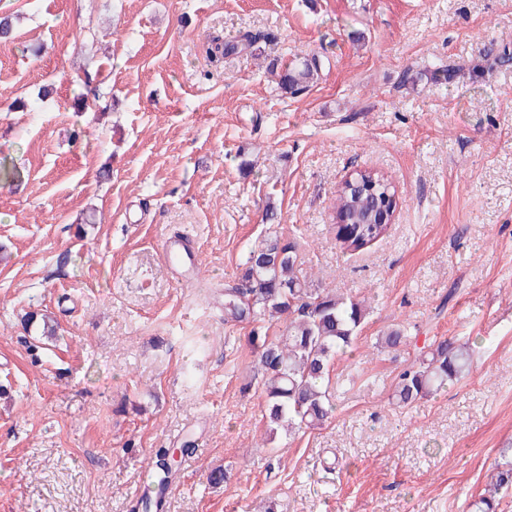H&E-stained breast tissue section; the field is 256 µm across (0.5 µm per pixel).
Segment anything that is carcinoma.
I'll return each mask as SVG.
<instances>
[{
  "instance_id": "1",
  "label": "carcinoma",
  "mask_w": 512,
  "mask_h": 512,
  "mask_svg": "<svg viewBox=\"0 0 512 512\" xmlns=\"http://www.w3.org/2000/svg\"><path fill=\"white\" fill-rule=\"evenodd\" d=\"M260 40L243 34L232 41L211 39L210 53L225 57L252 50ZM323 62L316 54L301 57L293 67L276 73L284 95L297 97L320 77ZM387 177L359 170L337 190L334 200L336 240L347 252H357L382 238L388 225L379 223L395 207ZM297 243L275 235L246 253L240 283L224 289V315L239 323L288 318L278 336L251 330L255 354L253 376L242 391L261 386L264 398L265 441L273 443L280 430L300 431L323 426L333 418L335 404L328 391L329 365L357 338L367 315L364 300L313 287L297 268ZM471 363V353L451 338L420 349L398 375L393 400L408 407L458 380ZM154 481L141 496L144 512L158 510L177 471L168 466L167 452L152 457ZM512 492V461L496 468L488 494L474 503L475 512H499L498 495Z\"/></svg>"
}]
</instances>
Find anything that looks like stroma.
<instances>
[{
  "label": "stroma",
  "instance_id": "stroma-1",
  "mask_svg": "<svg viewBox=\"0 0 512 512\" xmlns=\"http://www.w3.org/2000/svg\"><path fill=\"white\" fill-rule=\"evenodd\" d=\"M0 512H131L146 460L191 441L163 512H472L512 448V0H0ZM263 58L212 61L211 36ZM320 80L283 95L266 71L307 53ZM448 81L426 75L448 62ZM100 99L72 107L75 80ZM421 74L409 90L405 71ZM397 205L362 251L332 202L358 170ZM278 223L265 220L266 205ZM191 232L199 279L161 265ZM294 238L316 287L366 299L332 365L322 428L260 447L242 392L250 325L225 322L251 245ZM48 314L54 337L23 321ZM413 345L381 348L389 330ZM468 344L461 381L391 403L418 346ZM228 482L208 480L215 467Z\"/></svg>",
  "mask_w": 512,
  "mask_h": 512
}]
</instances>
